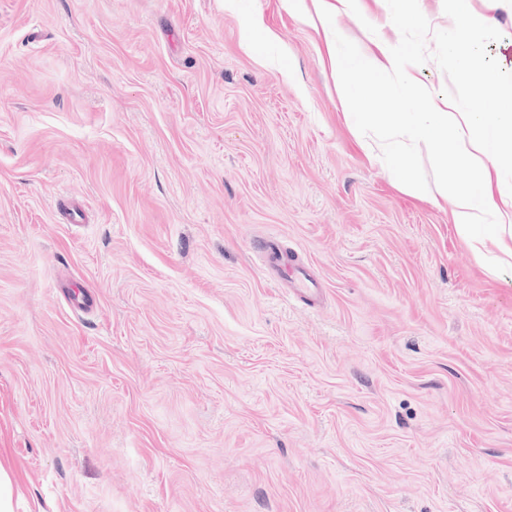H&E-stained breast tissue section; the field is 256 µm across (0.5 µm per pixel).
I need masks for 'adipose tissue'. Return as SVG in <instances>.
<instances>
[{
	"instance_id": "ef3b65f1",
	"label": "adipose tissue",
	"mask_w": 512,
	"mask_h": 512,
	"mask_svg": "<svg viewBox=\"0 0 512 512\" xmlns=\"http://www.w3.org/2000/svg\"><path fill=\"white\" fill-rule=\"evenodd\" d=\"M448 10L456 26L451 49L481 110L455 98L429 96L419 111L393 113L384 125L370 112L351 110L345 119L366 155L383 157L393 181L407 192L417 190L408 142L425 144L465 170L463 181L440 186L438 194L451 198V221L479 266L497 277L512 270V68L489 66L467 38L469 31L489 25L488 16L471 11L466 0H448ZM323 37L342 103L352 106L392 75L403 79L408 97H421V82L408 71L405 56L382 36L372 37L371 50L352 57L337 49L338 30L324 29ZM357 74L362 82H354Z\"/></svg>"
}]
</instances>
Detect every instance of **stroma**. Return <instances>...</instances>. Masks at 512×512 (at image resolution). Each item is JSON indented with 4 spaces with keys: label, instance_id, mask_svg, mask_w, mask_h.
<instances>
[{
    "label": "stroma",
    "instance_id": "stroma-1",
    "mask_svg": "<svg viewBox=\"0 0 512 512\" xmlns=\"http://www.w3.org/2000/svg\"><path fill=\"white\" fill-rule=\"evenodd\" d=\"M327 15L469 97L448 0ZM477 42L512 65V4ZM261 17L252 48L241 30ZM298 0H0L15 512H512V273L368 159ZM316 277L286 297L253 243Z\"/></svg>",
    "mask_w": 512,
    "mask_h": 512
}]
</instances>
